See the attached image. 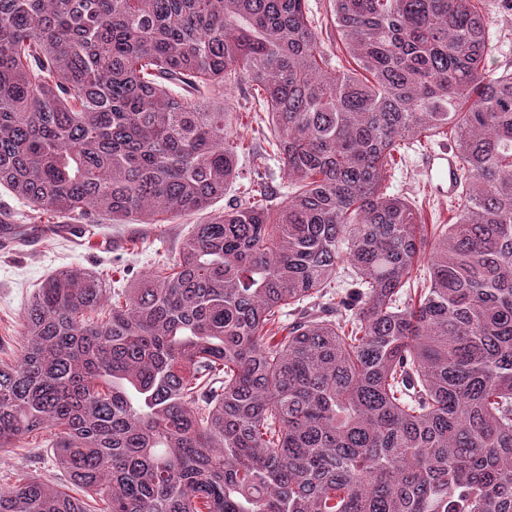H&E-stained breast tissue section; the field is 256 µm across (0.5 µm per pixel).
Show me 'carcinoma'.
Returning a JSON list of instances; mask_svg holds the SVG:
<instances>
[{
  "instance_id": "1",
  "label": "carcinoma",
  "mask_w": 512,
  "mask_h": 512,
  "mask_svg": "<svg viewBox=\"0 0 512 512\" xmlns=\"http://www.w3.org/2000/svg\"><path fill=\"white\" fill-rule=\"evenodd\" d=\"M330 2L352 70L308 0H0V186L35 211L208 209L240 159L209 93L242 82L288 177L104 316L82 266L33 294L0 449L54 429L106 512H512V71L476 0ZM448 127L461 191L430 240L383 181ZM0 512L88 510L24 477Z\"/></svg>"
}]
</instances>
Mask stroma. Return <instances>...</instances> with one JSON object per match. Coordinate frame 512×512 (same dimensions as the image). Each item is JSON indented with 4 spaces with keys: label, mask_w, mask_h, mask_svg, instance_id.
<instances>
[{
    "label": "stroma",
    "mask_w": 512,
    "mask_h": 512,
    "mask_svg": "<svg viewBox=\"0 0 512 512\" xmlns=\"http://www.w3.org/2000/svg\"><path fill=\"white\" fill-rule=\"evenodd\" d=\"M483 9L493 43L487 66L496 73L512 71V11L502 9L499 0H484ZM224 105L232 114L235 134L246 146L254 151L268 150L267 116L255 110L247 87L232 89L225 95ZM440 147L437 141L425 148L413 146L385 181L388 192L421 206L431 226L447 223L450 218L447 194L434 190L422 164L426 151ZM239 168L236 182L223 198L212 203L208 212H171L157 224L120 222L94 215L80 237L59 231V218L37 216L27 202L1 186L0 215L27 229L28 236L25 243L0 249V359L17 355L22 318L31 296L37 285L55 271L79 265L100 274L108 290L127 288L157 266L175 262L192 225L223 212L228 204L243 202L244 186L253 177H260L271 206H281L288 193V177L280 160H271L267 169L257 174L244 157ZM51 439L50 432L42 431L26 436L16 447L0 449V487L9 488L30 475L59 482V472L48 448Z\"/></svg>",
    "instance_id": "35a3bbf8"
}]
</instances>
